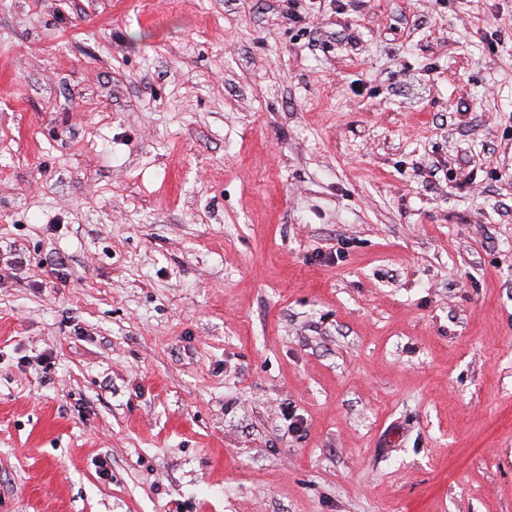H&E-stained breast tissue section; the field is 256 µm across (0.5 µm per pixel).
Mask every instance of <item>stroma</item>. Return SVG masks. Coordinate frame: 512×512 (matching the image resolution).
Listing matches in <instances>:
<instances>
[{
  "mask_svg": "<svg viewBox=\"0 0 512 512\" xmlns=\"http://www.w3.org/2000/svg\"><path fill=\"white\" fill-rule=\"evenodd\" d=\"M0 512H512V0H0Z\"/></svg>",
  "mask_w": 512,
  "mask_h": 512,
  "instance_id": "stroma-1",
  "label": "stroma"
}]
</instances>
